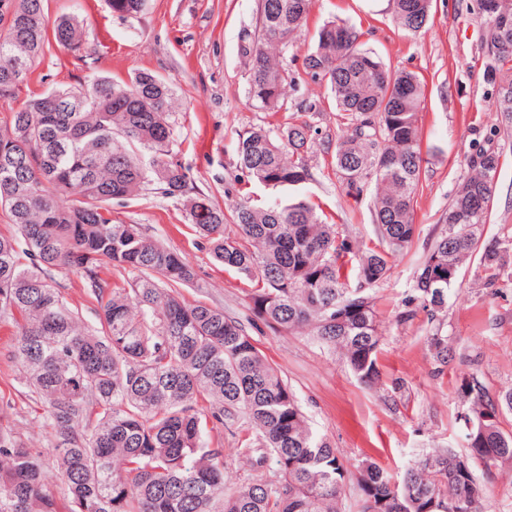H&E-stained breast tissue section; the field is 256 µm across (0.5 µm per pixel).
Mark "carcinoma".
<instances>
[{
	"label": "carcinoma",
	"instance_id": "1",
	"mask_svg": "<svg viewBox=\"0 0 512 512\" xmlns=\"http://www.w3.org/2000/svg\"><path fill=\"white\" fill-rule=\"evenodd\" d=\"M397 26L408 34L427 23L432 0H392ZM485 27L483 78L495 88L497 119L512 130V0H491ZM310 0H258L246 34L249 95L264 112H286V86L296 79L272 50L285 48L307 24ZM146 0H109L112 12L136 17ZM73 52L83 27L70 16L51 21L44 0H0V98L15 95L14 62L29 73L49 38ZM362 33L342 20L325 21L304 57L305 75L326 83L350 133L337 143L336 176L358 199L373 187L378 240L367 252L338 236L304 200L249 197L230 212L198 194L173 161V99L163 77L139 72L129 82L98 77L52 88L28 100L0 129V208L20 239L0 236V315L21 320L12 357L42 406L54 460L69 491L67 512H341L346 482L356 479L360 512H488L489 491L474 470L512 464V434L499 425L512 411V388L495 401L475 381L460 387L469 402L467 452L435 448L395 477L364 461L353 473L336 449L317 437L288 382L262 357L237 320L178 291L197 284L194 272L138 224L112 219V202L153 184L182 200L214 259L254 282L248 298L274 332L301 330L337 353L366 387L379 382L378 314L372 287L390 273V258L416 236L413 202L423 155L419 113L424 85L415 71L385 65L364 47ZM309 122L238 134L243 180L267 189L312 178ZM500 154L481 150L448 205V229L429 244L415 294L428 320L442 323L449 269L476 252L479 226L489 220ZM73 188L78 197L64 206ZM237 231H226L227 223ZM509 248L486 244L481 263L496 271ZM110 265L131 274L122 283L100 276ZM72 274L98 305L87 325L56 288L51 273ZM435 373L448 367V337H427ZM254 442L269 451L273 482L230 488L224 449L214 444L238 415ZM0 512H60L43 492L32 449L0 428Z\"/></svg>",
	"mask_w": 512,
	"mask_h": 512
}]
</instances>
